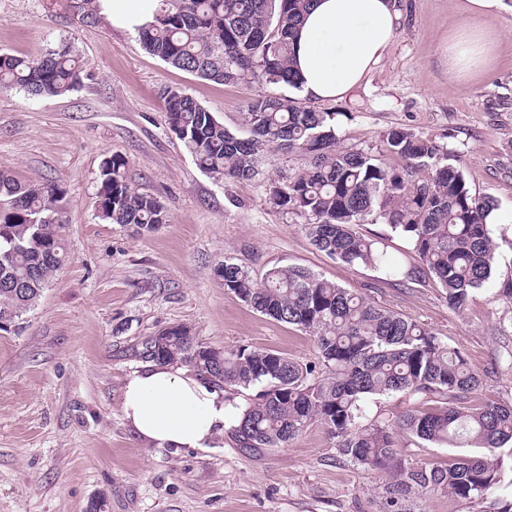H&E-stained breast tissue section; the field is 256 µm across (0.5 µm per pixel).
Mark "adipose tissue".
Listing matches in <instances>:
<instances>
[{"label": "adipose tissue", "instance_id": "obj_1", "mask_svg": "<svg viewBox=\"0 0 512 512\" xmlns=\"http://www.w3.org/2000/svg\"><path fill=\"white\" fill-rule=\"evenodd\" d=\"M113 25L135 31L154 23L159 0H100ZM503 0H467L470 23L442 49L450 77L467 79L486 69L500 43L490 17ZM401 18L396 0H314L294 41L300 94L336 101L361 85L386 55ZM121 415L144 443L157 448H211L237 429L244 407L192 369L149 365L121 390Z\"/></svg>", "mask_w": 512, "mask_h": 512}]
</instances>
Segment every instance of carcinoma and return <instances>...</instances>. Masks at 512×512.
Here are the masks:
<instances>
[{"instance_id":"1","label":"carcinoma","mask_w":512,"mask_h":512,"mask_svg":"<svg viewBox=\"0 0 512 512\" xmlns=\"http://www.w3.org/2000/svg\"><path fill=\"white\" fill-rule=\"evenodd\" d=\"M309 2L161 0L154 24L138 36L149 54L201 78L297 92L293 45ZM82 71L68 44L28 57L0 53V92L58 97L79 84ZM165 104L169 128L198 168L216 179L253 178L265 146L308 155L307 168L274 187L271 201L305 218L312 244L336 261L378 265L391 277L412 278L357 230L381 220L411 243L450 307L463 308L474 291L491 283L496 244L487 218L498 204L473 194L457 160L429 140L404 128L388 130L386 152L404 161L393 168L369 152L338 146L336 113L316 110L297 95L272 91L252 99L233 130L180 89L167 90ZM126 166L120 155L102 162L94 201L98 217L151 231L166 223L164 207L129 185ZM64 196L56 181L22 184L0 170V323L20 327L64 264ZM217 275L257 312L314 336L318 363L239 346L224 350L218 364L208 358L213 347L197 342L184 325L178 335L161 331L149 337L136 356L186 363L218 388L263 386L236 431L243 448L284 447L318 420L338 439L341 455L371 469L392 466L403 433L437 446L477 449L442 464L395 467V479L385 488L389 512H399V499L412 493L441 490L473 502L501 482L503 459L512 455V405L469 404L480 377L457 348L305 268L273 267L259 285L226 256ZM395 393L433 395L442 405L409 409L393 422H363L366 397Z\"/></svg>"}]
</instances>
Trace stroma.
Returning <instances> with one entry per match:
<instances>
[{
  "mask_svg": "<svg viewBox=\"0 0 512 512\" xmlns=\"http://www.w3.org/2000/svg\"><path fill=\"white\" fill-rule=\"evenodd\" d=\"M402 19L381 63L343 99L319 103L336 115L341 146L379 155L383 135L407 128L456 156L473 193L512 216V0L494 25L493 64L449 78L440 50L468 20L465 0H398ZM72 44L81 84L40 99L0 92V169L20 181L56 179L65 189L68 258L18 331H0V512H384L388 473L339 454L320 422L288 446L253 454L225 432L214 448H155L120 412L121 389L143 363L144 337L185 325L215 348L273 350L303 363L313 336L264 316L224 287L225 256L262 278L294 265L366 295L436 333L464 354L481 384L472 404H512V300L497 286L512 276V223L493 225L495 285L449 307L434 280L399 283L379 267L347 265L318 251L303 219L274 208L282 174L304 154L261 152L249 181L202 172L166 122L164 92L178 88L227 127L268 85H224L149 55L137 33L111 17L86 18L73 0H0V53L30 56ZM126 158L132 188L160 198L168 221L153 232L102 221L95 210L100 165ZM403 269L426 268L383 223L364 224ZM512 500V471L470 503L441 491L411 496L404 512H495Z\"/></svg>",
  "mask_w": 512,
  "mask_h": 512,
  "instance_id": "35a3bbf8",
  "label": "stroma"
}]
</instances>
